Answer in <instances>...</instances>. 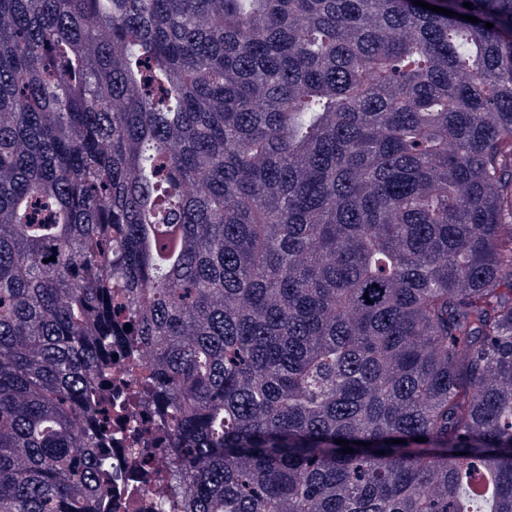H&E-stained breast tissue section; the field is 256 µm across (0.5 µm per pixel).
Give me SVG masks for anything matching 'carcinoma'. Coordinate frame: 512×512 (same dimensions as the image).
<instances>
[{
  "label": "carcinoma",
  "mask_w": 512,
  "mask_h": 512,
  "mask_svg": "<svg viewBox=\"0 0 512 512\" xmlns=\"http://www.w3.org/2000/svg\"><path fill=\"white\" fill-rule=\"evenodd\" d=\"M434 5L0 0V512H112L115 353L173 512H512V0Z\"/></svg>",
  "instance_id": "carcinoma-1"
}]
</instances>
